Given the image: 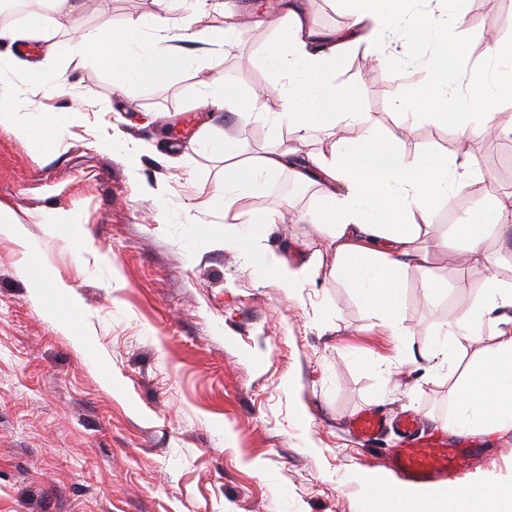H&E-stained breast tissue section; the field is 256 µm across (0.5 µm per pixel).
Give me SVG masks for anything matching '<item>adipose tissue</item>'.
<instances>
[{
	"label": "adipose tissue",
	"mask_w": 512,
	"mask_h": 512,
	"mask_svg": "<svg viewBox=\"0 0 512 512\" xmlns=\"http://www.w3.org/2000/svg\"><path fill=\"white\" fill-rule=\"evenodd\" d=\"M45 9L28 16L23 25L0 28V44L9 46L5 62L24 86L49 93L65 90L66 72L51 73L28 57L12 53V46L50 39L81 6L80 0H42ZM413 0H343L351 22L340 30L317 29L303 0H278L276 10L255 6L254 22L272 26L278 33L263 51L266 66L280 88L273 106L261 105L258 96L243 95L216 77L205 84L199 107L238 112L259 111L275 128H287L296 140L312 130L336 129L360 121L353 102L354 89L337 82L336 70L351 49L365 42L367 23L383 31H403L411 45H419L426 32L435 38L424 60L429 85L417 93L407 112L397 113L396 127L407 125L412 115L427 116L434 124L454 131L460 139L473 136H511L512 113L504 111L500 94L512 92V40L493 39L487 55L492 69H475V83L462 84L464 57L449 45L448 32L463 18L466 0H450V10L415 13ZM157 9L141 23L115 27L103 19L99 27L80 33L70 47L73 56L94 58L112 72L117 89L132 83L158 84L195 59L184 52L183 42L209 47L224 46L234 34L232 23L221 28L201 27L203 11L186 0H155ZM74 111L40 112L23 98L20 89H0V129L38 141L43 147L59 144L60 132L77 122ZM198 138L214 155L224 159V187L213 205L223 206L244 233L276 224L277 214H257L248 198L263 193L272 176L288 170L299 183L319 185V204L301 216L304 224H321L328 230L331 277L352 288L376 325L392 336L404 338L405 285L409 269H418L426 288L438 293L445 283L435 277L431 256L424 246L431 233L434 205L464 186L460 156L432 152L406 161L396 140L366 128L353 139L341 138L330 156L299 161L295 150L271 149L257 158L242 157L236 139L217 136L201 126ZM512 196L460 213L453 234L465 249V260L490 263L484 249L492 236L512 232ZM491 344H484V336ZM475 346L464 376L451 388L453 415L449 428L467 433L495 434L512 431V280L491 273L473 303L451 313L430 340L424 358L430 369L456 368L467 346ZM381 512H512V485L490 496L465 485L454 498L444 494L388 484L376 488Z\"/></svg>",
	"instance_id": "obj_1"
}]
</instances>
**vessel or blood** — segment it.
<instances>
[{"label":"vessel or blood","mask_w":512,"mask_h":512,"mask_svg":"<svg viewBox=\"0 0 512 512\" xmlns=\"http://www.w3.org/2000/svg\"><path fill=\"white\" fill-rule=\"evenodd\" d=\"M385 426V419L371 409L358 412L349 423L355 436L368 441L377 439ZM396 427L402 439L390 450L386 464L413 484L460 477L483 453L479 444L464 437L451 439L442 432L421 434L418 418L410 413L401 416Z\"/></svg>","instance_id":"1"}]
</instances>
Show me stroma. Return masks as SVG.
Returning a JSON list of instances; mask_svg holds the SVG:
<instances>
[{
  "label": "stroma",
  "mask_w": 512,
  "mask_h": 512,
  "mask_svg": "<svg viewBox=\"0 0 512 512\" xmlns=\"http://www.w3.org/2000/svg\"><path fill=\"white\" fill-rule=\"evenodd\" d=\"M223 2L224 14L203 23L220 27L232 14L238 46L203 54L185 44L193 67L123 91L99 65L58 52L53 64L70 83L35 100L47 112L83 107L85 121L62 131L55 150L0 131V205L37 243L55 305L50 313L37 306L21 249L0 238V512H375L369 489L397 480L385 456L399 433L363 442L349 418L366 408L390 419L412 410L425 430L448 426V372H428L420 353L490 273L462 266L452 226L459 213L512 193V139L470 138L466 186L436 204L427 239L449 287L431 294L409 270L410 334L395 341L327 271L291 290L250 260L253 246L305 263L326 253L324 227L280 222L246 247L235 241L239 225L209 206L224 160L198 144L202 123L237 138L247 158L274 144L328 156L335 143L327 130L296 142L252 115L193 108L212 78L247 95L273 81L261 54L275 30L254 24L252 0ZM491 26L512 37V0H467L461 30L471 61L484 56L482 31ZM243 45L252 63L241 61ZM381 50L395 62L375 80L360 73V49L336 72L356 88L357 111L398 135L407 158L454 154L457 137L445 127L422 119L396 128V105L411 101L428 73L400 42ZM112 132L140 145L137 161L96 149ZM289 182L281 172L251 207L313 210L317 186L284 191ZM52 215L78 224L79 235L50 233ZM367 359L384 361L383 370L364 368ZM483 442L487 456L470 480L512 484V432Z\"/></svg>",
  "instance_id": "obj_1"
}]
</instances>
